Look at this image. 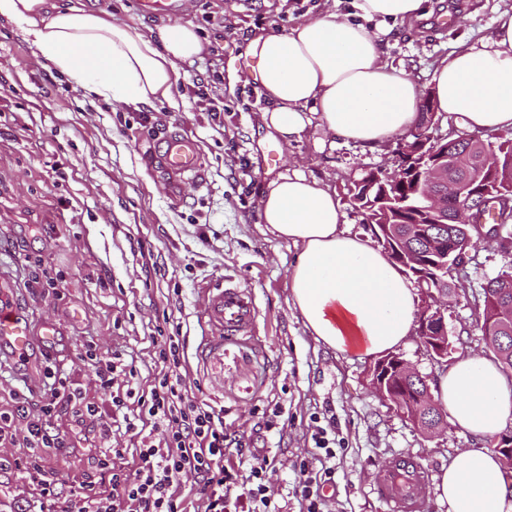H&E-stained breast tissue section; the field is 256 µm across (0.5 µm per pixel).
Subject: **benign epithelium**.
I'll return each instance as SVG.
<instances>
[{
    "label": "benign epithelium",
    "instance_id": "1",
    "mask_svg": "<svg viewBox=\"0 0 512 512\" xmlns=\"http://www.w3.org/2000/svg\"><path fill=\"white\" fill-rule=\"evenodd\" d=\"M432 94L429 91L423 93V111L426 112L427 120L424 126L413 131L416 136L413 151L426 150L422 163L423 173L411 184L405 186L404 197H393L387 188H382L377 206L382 212L390 215L399 211L400 206L410 203V207L428 215L431 219H445L448 224H464L458 236L448 241V249L433 251L431 254L403 251L393 245L392 234L388 225H379L380 232L375 238L388 255L404 268L421 278H426L430 270L439 272L453 271L458 269L457 261L467 259L469 249L474 247L473 236L470 230L482 232L483 225L473 221L472 211L475 210L474 203L477 200L483 202L512 201V188L503 189L496 178L495 165L492 161L496 158V143H491L488 150V160L478 164L472 172V176L466 182H458L448 177V144L454 145L474 138V135L461 132L451 128V134L455 135L453 141H448L446 136H435L427 129L434 124L437 112L431 106ZM453 200V208H448V200ZM422 301L416 321L415 333L417 340L430 358L432 364L441 366L448 362V331L445 327V306L440 300L437 289L430 288L421 293ZM393 364L400 379L412 380L417 378L422 383H427L426 377L407 360L393 355L389 358L379 360L371 370V386L378 397L390 407L399 412L402 417L408 420L413 426L428 436H433L444 429V423L435 425L421 421L419 409L425 406V401L431 397L430 393L416 395L418 404L413 410H408V392L400 388H392L386 385V379L382 372Z\"/></svg>",
    "mask_w": 512,
    "mask_h": 512
}]
</instances>
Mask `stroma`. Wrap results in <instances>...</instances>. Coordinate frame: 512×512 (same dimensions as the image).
I'll return each mask as SVG.
<instances>
[{
	"label": "stroma",
	"mask_w": 512,
	"mask_h": 512,
	"mask_svg": "<svg viewBox=\"0 0 512 512\" xmlns=\"http://www.w3.org/2000/svg\"><path fill=\"white\" fill-rule=\"evenodd\" d=\"M85 9L148 30L193 24L203 51L178 63L172 89L178 109L154 102L134 108L85 99L37 54L20 29L0 21V276L33 323L54 321L63 343L31 375L0 360V410L15 391H40L48 370L80 383L87 400L105 402L86 350L134 360L146 384L156 328L179 335L187 378L198 398L223 408L225 431L243 448L275 461L268 475L269 512H299L294 461L316 452L315 427H332L336 455L326 512H384L375 483L386 463L408 453L438 476L461 450L487 442L447 425L426 437L382 403L369 378L370 360L350 361L305 329L290 302L288 274L297 251L265 234L258 200L266 183L298 169L322 181L344 203L346 227L370 238L348 205L349 187L367 172L397 165L398 142L370 149L311 129L280 146L260 120L265 106L247 84L248 39L284 33L324 11L345 15L350 0H189L161 17L141 15L135 0H81ZM429 13L393 24L383 58L409 72L420 90L463 42L494 29L512 0H428ZM204 83L224 105L222 122L199 110L189 89ZM172 130L193 137L204 162L203 186L170 187L154 148ZM164 275H155L151 257ZM512 266V250L484 240L465 269L448 280L445 323L452 357L484 356L477 324L486 280ZM56 287L43 288L44 276ZM236 287L250 295L257 318L246 331L208 344L198 317L206 288ZM71 446L16 448L14 457L44 458L64 490L93 469L99 446L90 421L73 411L53 422Z\"/></svg>",
	"instance_id": "1"
}]
</instances>
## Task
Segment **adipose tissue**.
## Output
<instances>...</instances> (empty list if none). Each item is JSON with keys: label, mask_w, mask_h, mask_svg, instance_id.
<instances>
[{"label": "adipose tissue", "mask_w": 512, "mask_h": 512, "mask_svg": "<svg viewBox=\"0 0 512 512\" xmlns=\"http://www.w3.org/2000/svg\"><path fill=\"white\" fill-rule=\"evenodd\" d=\"M427 0H353V18L326 12L285 34L249 39L245 56L263 124L276 142L301 141L311 124L361 145L409 133L419 120L414 79L383 59L389 23L423 15ZM0 18L18 25L37 53L85 97L127 106L172 101L175 67L203 45L191 25L146 33L105 13L53 0H0ZM375 30H368V23ZM437 112L466 118L470 130L512 131V14L492 35L451 51L433 76ZM259 218L292 244L290 299L306 329L350 358L379 357L404 344L415 291L370 241L341 230L335 192L294 170L263 189ZM435 401L456 427L479 438L512 423V383L491 360L467 356L436 373ZM448 512H512V480L491 450L458 451L435 487Z\"/></svg>", "instance_id": "1"}]
</instances>
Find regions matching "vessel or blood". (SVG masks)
Here are the masks:
<instances>
[{"instance_id":"obj_1","label":"vessel or blood","mask_w":512,"mask_h":512,"mask_svg":"<svg viewBox=\"0 0 512 512\" xmlns=\"http://www.w3.org/2000/svg\"><path fill=\"white\" fill-rule=\"evenodd\" d=\"M155 159L170 185L201 183L203 162L199 146L182 133L168 135L158 146ZM251 297L235 288H209L201 297L199 318L211 329L212 343L248 329L254 319ZM61 331L56 323L33 325L17 305L8 283L0 284V352L18 367L33 370L40 356L56 350ZM429 474L408 456H396L379 475L375 492L386 512H423V493Z\"/></svg>"}]
</instances>
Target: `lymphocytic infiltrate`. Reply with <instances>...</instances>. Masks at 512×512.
<instances>
[{
	"mask_svg": "<svg viewBox=\"0 0 512 512\" xmlns=\"http://www.w3.org/2000/svg\"><path fill=\"white\" fill-rule=\"evenodd\" d=\"M153 384L137 391L129 379L135 365L120 354L93 352L96 380L111 390V409L85 401L67 374L53 373L37 396L16 392L11 412L0 413V473L23 471L40 490V512H187L185 490L195 491L202 512H259L268 503L267 458L252 457L248 477L237 480L224 464L230 440L224 412L200 400L183 373V345L176 336H156ZM71 409L92 420L102 444L94 472L77 491L63 495L55 471L42 458L18 460L11 448H69L51 425ZM131 442L121 448L120 440ZM299 512H324L327 469L302 460L294 465Z\"/></svg>",
	"mask_w": 512,
	"mask_h": 512,
	"instance_id": "f902f5d3",
	"label": "lymphocytic infiltrate"
}]
</instances>
